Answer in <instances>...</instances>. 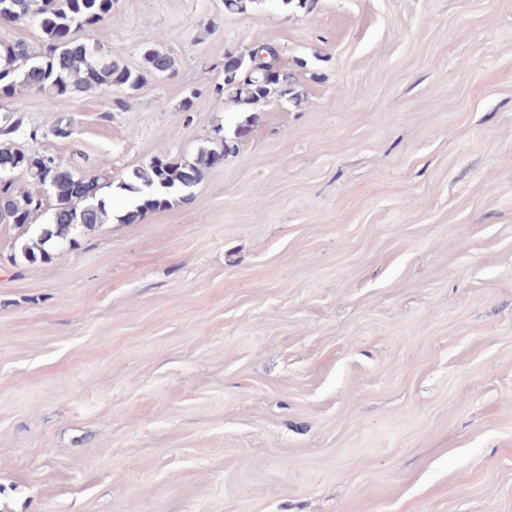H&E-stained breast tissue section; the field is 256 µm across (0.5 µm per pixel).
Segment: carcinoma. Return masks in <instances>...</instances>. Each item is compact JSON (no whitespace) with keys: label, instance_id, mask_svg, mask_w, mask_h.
I'll return each instance as SVG.
<instances>
[{"label":"carcinoma","instance_id":"obj_1","mask_svg":"<svg viewBox=\"0 0 512 512\" xmlns=\"http://www.w3.org/2000/svg\"><path fill=\"white\" fill-rule=\"evenodd\" d=\"M112 3L113 0H0V23L36 20L44 35L38 53L22 44L0 47V92L8 96L21 86L62 97L112 86L135 90L145 83L146 75L170 71L173 59L155 48L144 53L145 70L132 71L114 60L105 61L89 44L70 38L80 29L104 21L112 12ZM278 60L279 51L272 45L247 50L242 61L224 68L223 89L232 92L239 104L294 99L295 77L280 70ZM19 130L20 124L10 114H0V165L6 166L0 172L9 177L0 190V223L26 233L35 219L48 218V225L41 228L38 237L20 247L21 255L34 261L48 258L52 244L81 229L106 223L107 203L99 195L106 173L99 166H64L47 152L15 149L10 141ZM236 148L233 140L212 138L210 146L201 148L192 162L157 158L148 167L134 170L135 182L125 184V189L137 195V204L125 219L133 221L148 210L170 206L175 193L189 196L190 189L202 180L204 170L223 161ZM50 178L61 184L87 183L92 193L79 197L54 194L41 200L40 190Z\"/></svg>","mask_w":512,"mask_h":512}]
</instances>
